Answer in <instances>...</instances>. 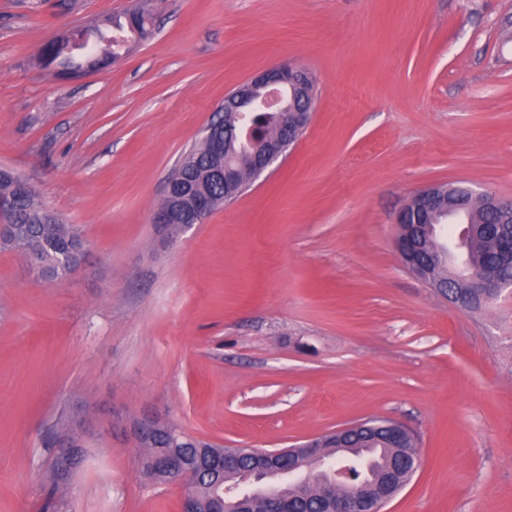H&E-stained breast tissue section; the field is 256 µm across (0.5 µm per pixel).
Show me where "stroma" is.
I'll return each instance as SVG.
<instances>
[{
  "instance_id": "1",
  "label": "stroma",
  "mask_w": 512,
  "mask_h": 512,
  "mask_svg": "<svg viewBox=\"0 0 512 512\" xmlns=\"http://www.w3.org/2000/svg\"><path fill=\"white\" fill-rule=\"evenodd\" d=\"M151 36L78 78L42 47L126 8ZM299 65L301 140L168 238L151 216L227 93ZM0 166L88 251L65 282L0 254V512H44L66 416L91 424L65 512H181L139 473L155 415L277 451L377 416L420 467L381 512H512V295L453 310L406 270L421 188L512 201V0H0Z\"/></svg>"
}]
</instances>
